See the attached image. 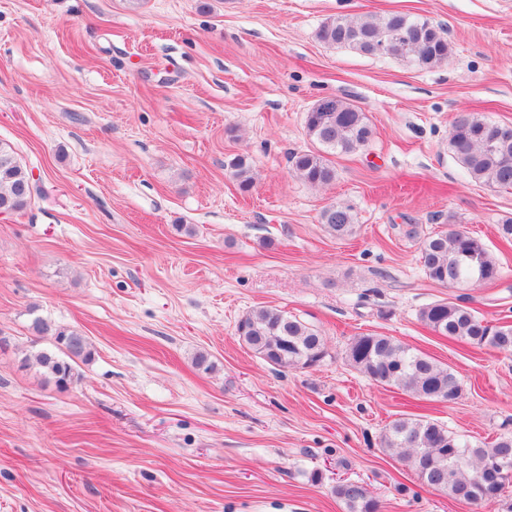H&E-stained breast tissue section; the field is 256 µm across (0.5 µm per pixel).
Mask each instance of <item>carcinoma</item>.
Listing matches in <instances>:
<instances>
[{
    "label": "carcinoma",
    "instance_id": "1",
    "mask_svg": "<svg viewBox=\"0 0 512 512\" xmlns=\"http://www.w3.org/2000/svg\"><path fill=\"white\" fill-rule=\"evenodd\" d=\"M317 37L327 44L366 55L380 53L420 68L439 66L450 56L448 39L440 27L427 19L400 13L331 17L319 27ZM333 102L332 112L316 106L307 112L306 134L313 148L290 157L294 174L314 187L328 185L335 179L331 157L360 152L372 136L369 118L358 106L338 97ZM501 128L502 125L477 112H458L450 122L448 147L471 181L511 190L512 132L503 133ZM230 168L242 187L250 186L251 169L245 157H235ZM30 200L29 174L12 150L0 143V210L20 211ZM320 223L338 239L354 235L359 228L352 209L340 204L324 209ZM420 263L427 278L450 288L492 283L500 275L489 246L456 224L422 240ZM419 320L426 328L451 340L512 353V322L489 320L463 298L430 303L420 309ZM32 330L39 336L51 337L53 349L24 356L23 365L39 367L58 388H67L77 378L76 361L86 362L93 355L89 339L41 317L33 320ZM236 332L249 351L274 366L309 369L327 355L317 328L276 307L250 310L238 321ZM346 357L353 368L370 380L425 400L451 402L460 392L459 380L449 367L389 336H357L349 344ZM381 444L412 470L421 483L467 505L499 504L512 485V480L496 475L499 465H512V436L472 443L444 424L418 415L391 421ZM335 494L345 505V512H379L378 502L359 481L336 482Z\"/></svg>",
    "mask_w": 512,
    "mask_h": 512
}]
</instances>
